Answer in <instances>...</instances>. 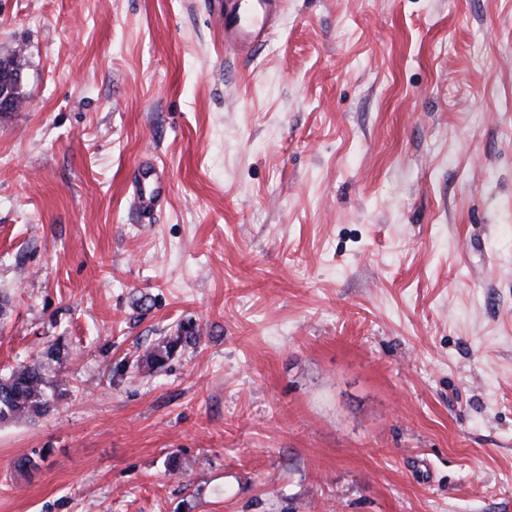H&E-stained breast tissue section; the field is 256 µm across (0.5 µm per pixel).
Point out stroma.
I'll return each mask as SVG.
<instances>
[{
	"label": "stroma",
	"instance_id": "stroma-1",
	"mask_svg": "<svg viewBox=\"0 0 512 512\" xmlns=\"http://www.w3.org/2000/svg\"><path fill=\"white\" fill-rule=\"evenodd\" d=\"M16 50L0 376L69 357L0 512H512V0H283L247 59L209 0H0ZM150 175L133 184V201L137 209L142 213H150L156 209L161 200L160 186L155 180L149 179ZM200 338V329L194 323L181 324L174 335L164 336L158 343L146 349L142 355V363L149 372H155L181 346L196 345Z\"/></svg>",
	"mask_w": 512,
	"mask_h": 512
}]
</instances>
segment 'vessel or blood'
<instances>
[{
  "instance_id": "obj_1",
  "label": "vessel or blood",
  "mask_w": 512,
  "mask_h": 512,
  "mask_svg": "<svg viewBox=\"0 0 512 512\" xmlns=\"http://www.w3.org/2000/svg\"><path fill=\"white\" fill-rule=\"evenodd\" d=\"M280 5L281 0H219L226 47L244 56L264 45L272 33ZM132 197L140 212L149 213L158 206L161 190L156 181L145 176L134 184Z\"/></svg>"
}]
</instances>
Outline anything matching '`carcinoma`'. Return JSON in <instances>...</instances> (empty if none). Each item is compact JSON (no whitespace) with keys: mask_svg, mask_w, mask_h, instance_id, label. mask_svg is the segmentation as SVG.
<instances>
[{"mask_svg":"<svg viewBox=\"0 0 512 512\" xmlns=\"http://www.w3.org/2000/svg\"><path fill=\"white\" fill-rule=\"evenodd\" d=\"M200 338V329L194 323L182 324L174 335L165 336L146 349L142 363L149 371L155 372L176 350L195 345ZM60 361V351L49 347L40 362L21 364L8 377L0 378V424L33 419L49 411L51 402L46 391L47 375Z\"/></svg>","mask_w":512,"mask_h":512,"instance_id":"1","label":"carcinoma"}]
</instances>
